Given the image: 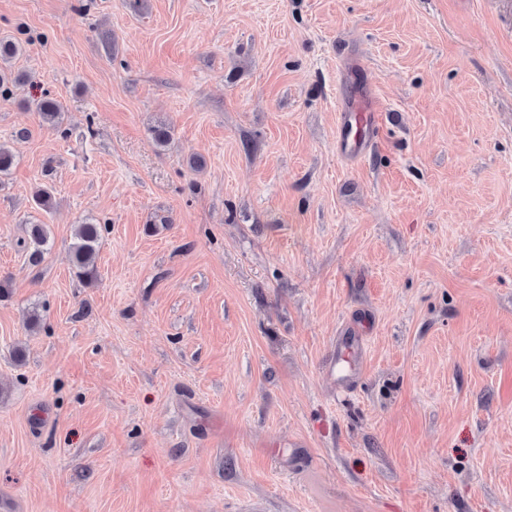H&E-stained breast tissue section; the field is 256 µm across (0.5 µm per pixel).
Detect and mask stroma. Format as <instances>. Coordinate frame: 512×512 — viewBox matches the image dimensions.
<instances>
[{
    "instance_id": "35a3bbf8",
    "label": "stroma",
    "mask_w": 512,
    "mask_h": 512,
    "mask_svg": "<svg viewBox=\"0 0 512 512\" xmlns=\"http://www.w3.org/2000/svg\"><path fill=\"white\" fill-rule=\"evenodd\" d=\"M0 40V503L512 512V0H0ZM377 112H380V108L369 99L355 100L346 105L344 112H341L336 133V149L343 157L355 160L362 155L377 133ZM353 123L363 130L364 135L350 140L347 131ZM101 224L83 222L77 224L75 241L69 249V263L76 275L87 283H93L97 279L96 258L103 239ZM24 246L32 262L38 263L50 247V229L48 224H31L28 239Z\"/></svg>"
}]
</instances>
